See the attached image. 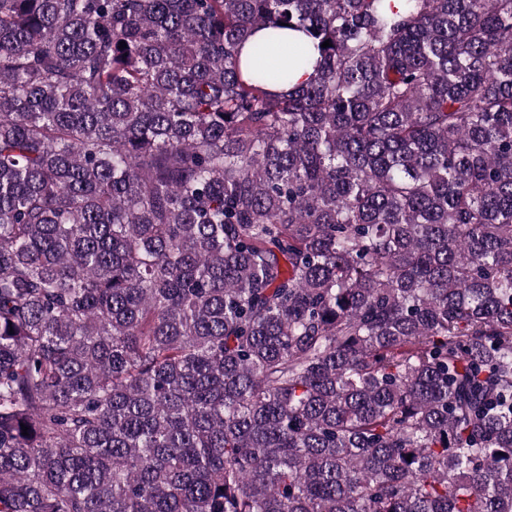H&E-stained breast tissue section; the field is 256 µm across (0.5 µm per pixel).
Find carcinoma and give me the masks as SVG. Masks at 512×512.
Masks as SVG:
<instances>
[{
    "label": "carcinoma",
    "mask_w": 512,
    "mask_h": 512,
    "mask_svg": "<svg viewBox=\"0 0 512 512\" xmlns=\"http://www.w3.org/2000/svg\"><path fill=\"white\" fill-rule=\"evenodd\" d=\"M0 512H512V0H0Z\"/></svg>",
    "instance_id": "obj_1"
}]
</instances>
